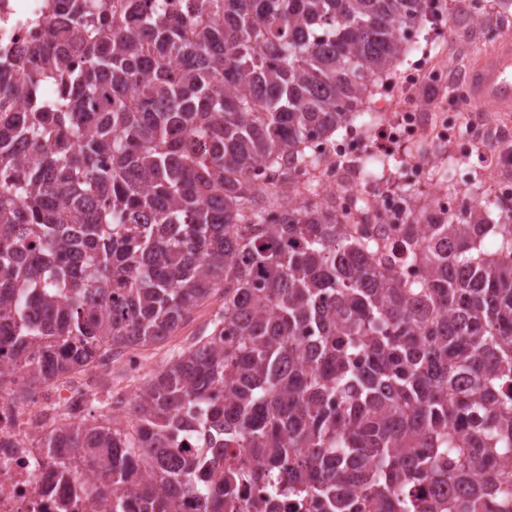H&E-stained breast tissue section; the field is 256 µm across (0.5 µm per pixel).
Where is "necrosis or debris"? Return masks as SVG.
<instances>
[{"mask_svg":"<svg viewBox=\"0 0 512 512\" xmlns=\"http://www.w3.org/2000/svg\"><path fill=\"white\" fill-rule=\"evenodd\" d=\"M50 6L51 0H0V50L9 52L14 65L31 67L32 58L24 49L41 40ZM450 99L453 109L440 114L439 124L452 150L445 158L422 156L416 165L420 181L430 182L433 171L442 166L456 171L480 145L501 150L489 170L490 177L512 169V154L507 151L512 143V122L490 113L464 122V79L455 81ZM379 131L391 143L426 137L425 103L404 91L399 121L382 125ZM314 153L320 159L314 173L317 187L329 191L335 190L342 176L352 170L354 159L362 155L357 146L337 140L321 142ZM365 203L384 224L392 245H400L406 231L419 237L427 232L426 225L416 221L417 205L406 204L397 194L373 187ZM111 370V360L104 359L94 363L88 377L63 383L57 392L59 415L69 419L85 412L95 399L98 376ZM23 412V406L11 403L8 394L0 390V512H112L111 502L100 493L97 475L74 460L72 449L51 455L35 444L42 427L39 422L24 420Z\"/></svg>","mask_w":512,"mask_h":512,"instance_id":"4bbe7bcc","label":"necrosis or debris"}]
</instances>
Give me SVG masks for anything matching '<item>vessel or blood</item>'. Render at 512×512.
Listing matches in <instances>:
<instances>
[{
	"mask_svg": "<svg viewBox=\"0 0 512 512\" xmlns=\"http://www.w3.org/2000/svg\"><path fill=\"white\" fill-rule=\"evenodd\" d=\"M471 101L500 110L512 108V44L502 43L475 63L469 76Z\"/></svg>",
	"mask_w": 512,
	"mask_h": 512,
	"instance_id": "obj_1",
	"label": "vessel or blood"
}]
</instances>
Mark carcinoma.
Here are the masks:
<instances>
[{"label":"carcinoma","mask_w":512,"mask_h":512,"mask_svg":"<svg viewBox=\"0 0 512 512\" xmlns=\"http://www.w3.org/2000/svg\"><path fill=\"white\" fill-rule=\"evenodd\" d=\"M53 2L83 21L81 65L52 22L0 86V388L21 374L22 404L223 304L137 388L136 430L82 419L42 447L106 497L139 456L149 512L215 492L254 512L259 486L269 512H512V208L485 195L388 252L363 207L279 192L315 140L378 124L428 0ZM200 424L236 447L178 443Z\"/></svg>","instance_id":"carcinoma-1"}]
</instances>
